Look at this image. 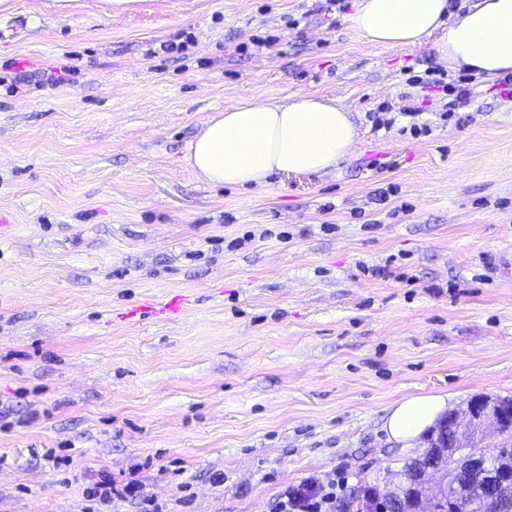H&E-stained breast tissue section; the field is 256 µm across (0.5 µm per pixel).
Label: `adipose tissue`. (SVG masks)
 I'll return each instance as SVG.
<instances>
[{
	"mask_svg": "<svg viewBox=\"0 0 512 512\" xmlns=\"http://www.w3.org/2000/svg\"><path fill=\"white\" fill-rule=\"evenodd\" d=\"M351 22L367 43L379 46L413 47L438 36L440 58L454 71L483 77L512 73V0H477L462 14L449 0H360ZM355 142L352 114L335 100L250 99L209 115L189 144L187 160L206 183L261 187L274 173L333 168ZM449 399L446 393H427L393 402L383 422L387 441L415 447Z\"/></svg>",
	"mask_w": 512,
	"mask_h": 512,
	"instance_id": "ef3b65f1",
	"label": "adipose tissue"
}]
</instances>
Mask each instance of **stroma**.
<instances>
[{
  "label": "stroma",
  "instance_id": "stroma-1",
  "mask_svg": "<svg viewBox=\"0 0 512 512\" xmlns=\"http://www.w3.org/2000/svg\"><path fill=\"white\" fill-rule=\"evenodd\" d=\"M345 2L0 6L29 18L0 40V512H83L104 472L168 512H271L334 473L362 512L416 454L386 443L390 404L512 397V96L476 77L446 118L410 81L457 80L435 37L368 44ZM299 94L351 110L336 168L197 178L212 112Z\"/></svg>",
  "mask_w": 512,
  "mask_h": 512
}]
</instances>
